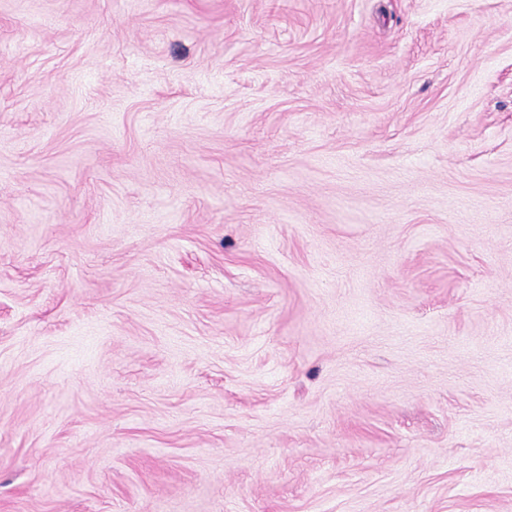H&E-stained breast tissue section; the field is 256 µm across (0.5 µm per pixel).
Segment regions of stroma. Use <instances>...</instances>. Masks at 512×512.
<instances>
[{
  "label": "stroma",
  "instance_id": "obj_1",
  "mask_svg": "<svg viewBox=\"0 0 512 512\" xmlns=\"http://www.w3.org/2000/svg\"><path fill=\"white\" fill-rule=\"evenodd\" d=\"M0 512H512V0H0Z\"/></svg>",
  "mask_w": 512,
  "mask_h": 512
}]
</instances>
